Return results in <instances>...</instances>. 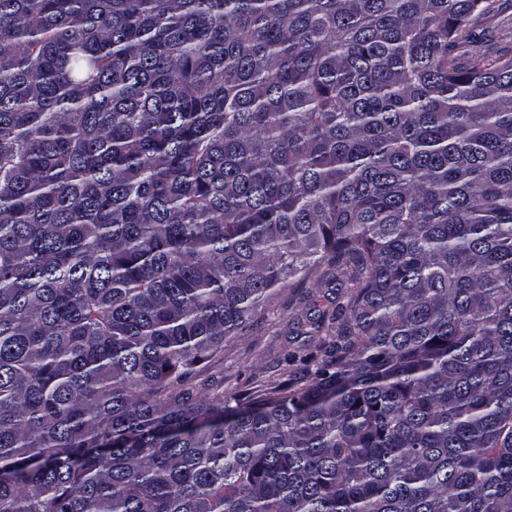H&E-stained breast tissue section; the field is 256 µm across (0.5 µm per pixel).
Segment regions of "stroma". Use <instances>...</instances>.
<instances>
[{
	"instance_id": "obj_1",
	"label": "stroma",
	"mask_w": 512,
	"mask_h": 512,
	"mask_svg": "<svg viewBox=\"0 0 512 512\" xmlns=\"http://www.w3.org/2000/svg\"><path fill=\"white\" fill-rule=\"evenodd\" d=\"M497 12L485 25L486 35L477 48L495 55L512 54V0H495ZM324 291L279 288L270 303L252 318L242 335L229 339L224 350L207 363L196 377L225 396L246 393L257 387L287 380L288 356L295 350L313 352V342L297 338L298 321L310 306L325 307Z\"/></svg>"
}]
</instances>
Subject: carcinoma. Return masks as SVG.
<instances>
[{
    "mask_svg": "<svg viewBox=\"0 0 512 512\" xmlns=\"http://www.w3.org/2000/svg\"><path fill=\"white\" fill-rule=\"evenodd\" d=\"M493 10L0 0V512H512ZM322 267L320 357L192 382Z\"/></svg>",
    "mask_w": 512,
    "mask_h": 512,
    "instance_id": "cac0c4a2",
    "label": "carcinoma"
}]
</instances>
